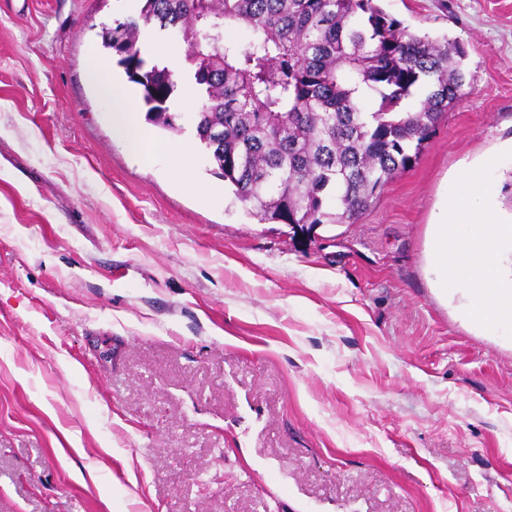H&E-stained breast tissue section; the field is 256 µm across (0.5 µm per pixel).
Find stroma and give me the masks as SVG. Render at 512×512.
I'll use <instances>...</instances> for the list:
<instances>
[{"instance_id":"stroma-1","label":"stroma","mask_w":512,"mask_h":512,"mask_svg":"<svg viewBox=\"0 0 512 512\" xmlns=\"http://www.w3.org/2000/svg\"><path fill=\"white\" fill-rule=\"evenodd\" d=\"M472 84L356 224L140 163L88 79L118 0H0V512H512V344L424 275L512 138V0H384Z\"/></svg>"}]
</instances>
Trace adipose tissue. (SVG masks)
<instances>
[{"instance_id": "obj_1", "label": "adipose tissue", "mask_w": 512, "mask_h": 512, "mask_svg": "<svg viewBox=\"0 0 512 512\" xmlns=\"http://www.w3.org/2000/svg\"><path fill=\"white\" fill-rule=\"evenodd\" d=\"M108 69L98 56L89 59V73L100 88L102 95L112 102V124L115 135L126 140L137 157L147 163L157 158L159 146L150 134L134 126L131 115L136 109L135 91L123 84L114 82L107 75Z\"/></svg>"}]
</instances>
